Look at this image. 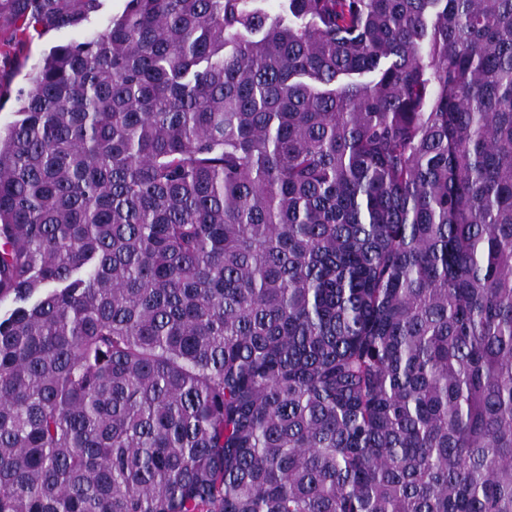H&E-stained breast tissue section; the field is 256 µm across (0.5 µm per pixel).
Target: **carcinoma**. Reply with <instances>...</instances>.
<instances>
[{
	"instance_id": "1",
	"label": "carcinoma",
	"mask_w": 512,
	"mask_h": 512,
	"mask_svg": "<svg viewBox=\"0 0 512 512\" xmlns=\"http://www.w3.org/2000/svg\"><path fill=\"white\" fill-rule=\"evenodd\" d=\"M15 101L0 512H512V0H126Z\"/></svg>"
}]
</instances>
